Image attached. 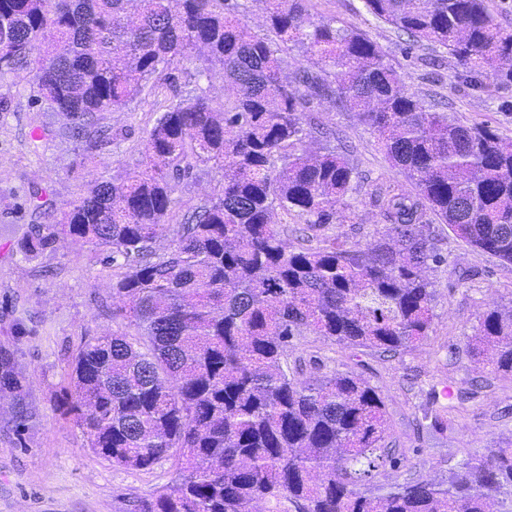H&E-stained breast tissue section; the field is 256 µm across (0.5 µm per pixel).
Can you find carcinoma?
<instances>
[{"label":"carcinoma","instance_id":"1","mask_svg":"<svg viewBox=\"0 0 512 512\" xmlns=\"http://www.w3.org/2000/svg\"><path fill=\"white\" fill-rule=\"evenodd\" d=\"M265 32L239 0H0V47L35 57L39 98L83 134L98 114L128 107L173 64L196 85L158 105L144 169L96 184L47 234L22 245L34 258L60 234L101 248L112 281V331L78 346L63 407L87 447L151 471L178 461L172 485L132 512H496L512 499V440L472 455L440 482L379 487L376 472L405 452L387 442L383 398L352 372L305 375L289 361L308 333L375 352L424 340L434 288L423 272L445 262L429 216L473 248L512 264V139L436 112L406 88L378 44L299 0H265ZM368 13L454 58L467 74L512 85V30L488 0H364ZM300 46L319 72L282 77ZM224 71L225 97L202 81ZM329 99L377 135L411 188L375 195L386 220L372 245L292 249L273 211L312 229L336 221L354 169L328 144L311 152L309 113ZM223 182L153 247L176 182L200 166ZM479 364L512 374V307L494 309L468 338ZM21 380L0 349V393ZM457 406L432 392L424 417L444 427Z\"/></svg>","mask_w":512,"mask_h":512}]
</instances>
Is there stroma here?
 <instances>
[{
	"instance_id": "obj_1",
	"label": "stroma",
	"mask_w": 512,
	"mask_h": 512,
	"mask_svg": "<svg viewBox=\"0 0 512 512\" xmlns=\"http://www.w3.org/2000/svg\"><path fill=\"white\" fill-rule=\"evenodd\" d=\"M304 5L312 18L340 19L378 43L405 73L408 90L436 111L512 137V87L497 90L484 79L462 76L446 50L410 47L407 35L375 19L363 0ZM0 100L7 104L0 110V348L11 353L33 414L25 437H18L13 400L0 397V512H129L130 501L171 484L174 462L150 472L112 463L88 448L80 428L57 409L72 352L84 339L116 328L101 308L112 271L99 248L66 236L32 261L21 246L57 223L95 182L142 169L144 143L157 117L153 98L146 94L129 108L101 113L105 139L99 143L74 135L64 115L38 102L32 64L0 68ZM312 118L354 167V188L321 237H312L294 215L276 212V224L297 249L319 247L326 239L348 246L375 242L385 221L373 194L407 187V178L354 114L327 102ZM221 180L220 170L202 166L177 184L168 223L203 204ZM431 230L448 261L426 272L436 294L425 340L383 356L310 333L294 348L322 370L352 372L381 394L391 440L406 451L399 467L376 476L384 486L445 480L464 459L512 437V378L466 353L484 315L512 301V265L471 248L447 225L436 222ZM446 387L464 403L453 423L439 429L424 419L423 406L431 390Z\"/></svg>"
}]
</instances>
